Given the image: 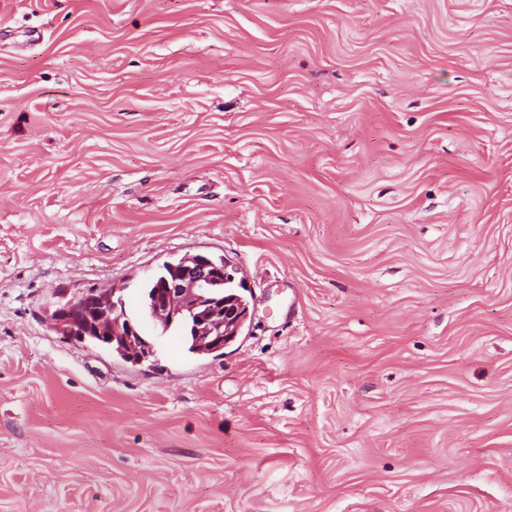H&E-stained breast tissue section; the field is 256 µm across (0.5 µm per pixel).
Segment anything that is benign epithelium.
I'll use <instances>...</instances> for the list:
<instances>
[{
    "mask_svg": "<svg viewBox=\"0 0 512 512\" xmlns=\"http://www.w3.org/2000/svg\"><path fill=\"white\" fill-rule=\"evenodd\" d=\"M167 272L147 298L150 318L164 335L176 329L192 339L197 355H211L235 341L249 316L241 294H221L236 270L225 260L186 254L167 264ZM52 329L66 339L91 342L141 364L153 355L150 342L129 317L123 289L102 288L76 296L50 315Z\"/></svg>",
    "mask_w": 512,
    "mask_h": 512,
    "instance_id": "7a95c632",
    "label": "benign epithelium"
}]
</instances>
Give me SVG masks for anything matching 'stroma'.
I'll return each instance as SVG.
<instances>
[{
	"mask_svg": "<svg viewBox=\"0 0 512 512\" xmlns=\"http://www.w3.org/2000/svg\"><path fill=\"white\" fill-rule=\"evenodd\" d=\"M188 253L222 356L49 327ZM0 512H512V0H0Z\"/></svg>",
	"mask_w": 512,
	"mask_h": 512,
	"instance_id": "stroma-1",
	"label": "stroma"
}]
</instances>
